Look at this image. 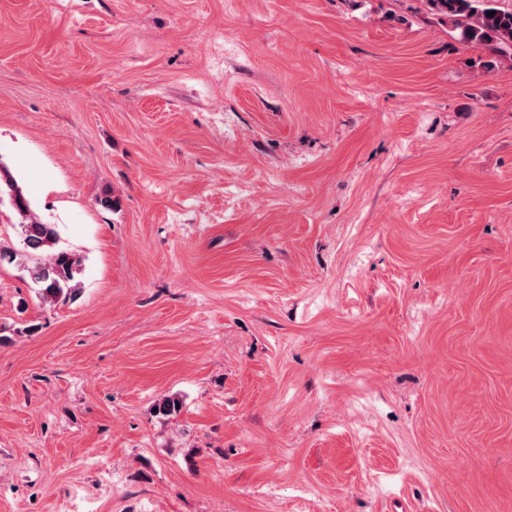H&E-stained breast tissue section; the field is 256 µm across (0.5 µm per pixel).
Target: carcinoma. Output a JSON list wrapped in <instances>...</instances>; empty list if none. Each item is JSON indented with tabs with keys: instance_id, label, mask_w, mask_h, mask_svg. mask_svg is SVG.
<instances>
[{
	"instance_id": "obj_1",
	"label": "carcinoma",
	"mask_w": 512,
	"mask_h": 512,
	"mask_svg": "<svg viewBox=\"0 0 512 512\" xmlns=\"http://www.w3.org/2000/svg\"><path fill=\"white\" fill-rule=\"evenodd\" d=\"M429 10L460 30L461 39L494 54L512 53V9L500 0H426ZM493 11L490 17L487 12ZM7 194L14 209L24 218L19 224L22 249L0 245V262L22 268L49 304H66L78 295L81 258L58 247L57 225L46 224L32 216L30 203L5 163L0 162V194Z\"/></svg>"
}]
</instances>
